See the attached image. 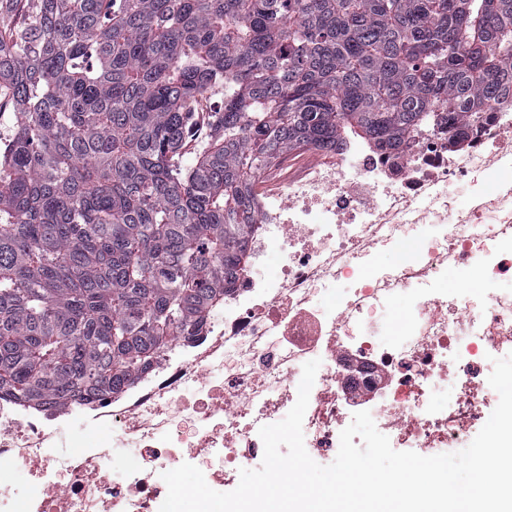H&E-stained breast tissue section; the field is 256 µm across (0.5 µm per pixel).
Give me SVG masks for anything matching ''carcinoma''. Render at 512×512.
I'll return each mask as SVG.
<instances>
[{"label": "carcinoma", "instance_id": "cac0c4a2", "mask_svg": "<svg viewBox=\"0 0 512 512\" xmlns=\"http://www.w3.org/2000/svg\"><path fill=\"white\" fill-rule=\"evenodd\" d=\"M1 92L0 398L65 406L224 306L275 158L397 161L512 103V0H0Z\"/></svg>", "mask_w": 512, "mask_h": 512}]
</instances>
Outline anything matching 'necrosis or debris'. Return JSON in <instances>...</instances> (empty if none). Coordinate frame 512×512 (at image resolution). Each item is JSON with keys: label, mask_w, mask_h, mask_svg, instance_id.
Listing matches in <instances>:
<instances>
[{"label": "necrosis or debris", "mask_w": 512, "mask_h": 512, "mask_svg": "<svg viewBox=\"0 0 512 512\" xmlns=\"http://www.w3.org/2000/svg\"><path fill=\"white\" fill-rule=\"evenodd\" d=\"M491 113L458 148L421 133L400 170L353 148L259 200L253 262L282 254L278 277L245 269L223 315L193 343L173 341L134 386L63 407L0 400V512H159L163 473L185 462L234 488L238 469L263 458L260 427L287 415L313 359L324 369L303 421L309 455L335 457L363 410L393 445L424 456L466 443L498 398L485 358L512 343V292L497 287L512 277V106ZM456 180L467 199L449 194ZM409 244V259L379 267ZM404 297L397 340L380 344L376 316ZM443 382L458 398L439 407ZM74 428L86 434L75 450L63 438ZM127 444L133 455L110 476L113 449ZM19 467L23 485L11 476Z\"/></svg>", "instance_id": "obj_1"}]
</instances>
